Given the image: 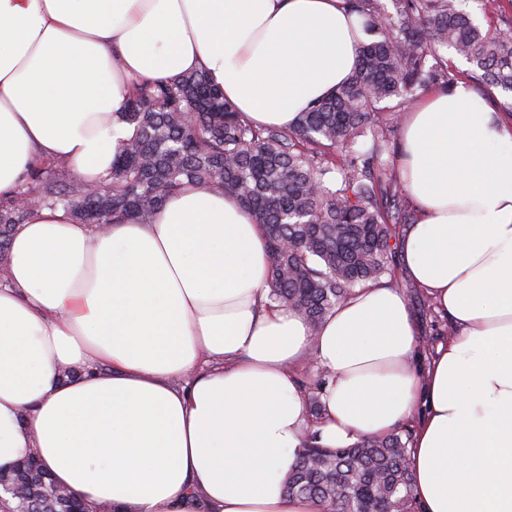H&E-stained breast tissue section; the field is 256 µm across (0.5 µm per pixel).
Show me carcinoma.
I'll list each match as a JSON object with an SVG mask.
<instances>
[{"instance_id":"obj_1","label":"carcinoma","mask_w":512,"mask_h":512,"mask_svg":"<svg viewBox=\"0 0 512 512\" xmlns=\"http://www.w3.org/2000/svg\"><path fill=\"white\" fill-rule=\"evenodd\" d=\"M458 2L394 0L390 13L379 0H345L370 39L350 79L287 129L245 120L202 71L135 86L122 113L131 134L118 141L104 181L40 161L0 198V261L13 227L43 208L61 206L85 224L145 222L193 184L232 193L252 212L270 255L269 300L317 328L356 289L390 273L393 240L414 223L394 167L381 160L380 124L439 81L484 82L512 110V33L482 29ZM448 47L472 69L453 70ZM368 132L372 147L357 149ZM411 442L412 434L392 432L323 448L311 432L289 470L288 494L326 512H419Z\"/></svg>"}]
</instances>
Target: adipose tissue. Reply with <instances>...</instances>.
<instances>
[{
  "label": "adipose tissue",
  "instance_id": "1",
  "mask_svg": "<svg viewBox=\"0 0 512 512\" xmlns=\"http://www.w3.org/2000/svg\"><path fill=\"white\" fill-rule=\"evenodd\" d=\"M344 0H0V196L35 159L105 179L134 83L202 70L247 121L285 128L352 74ZM416 203L404 266L456 330L427 368L399 289L319 330L270 302V257L230 193L192 187L144 223L42 210L0 278V468L38 457L112 512H323L285 479L411 419L421 512H512V121L460 82L406 118ZM328 371L318 419L291 372ZM424 416H417L419 404Z\"/></svg>",
  "mask_w": 512,
  "mask_h": 512
}]
</instances>
